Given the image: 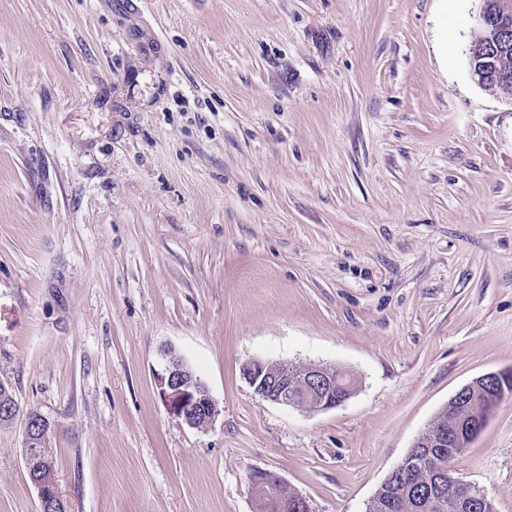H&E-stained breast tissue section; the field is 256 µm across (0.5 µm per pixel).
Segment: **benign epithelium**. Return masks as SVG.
<instances>
[{"mask_svg":"<svg viewBox=\"0 0 512 512\" xmlns=\"http://www.w3.org/2000/svg\"><path fill=\"white\" fill-rule=\"evenodd\" d=\"M486 2L480 0L476 14L481 40L471 42L468 47V56L476 65L474 75L480 82L485 79L481 64L486 52L500 43L504 27L512 19V0H496L492 13ZM492 87L499 96L512 100V70L499 69ZM160 356L162 369L155 376V386L169 413L191 428L209 426L218 410L205 383L174 349L165 348L160 351ZM336 371L338 368L330 365H293L262 359H252L242 366L243 378L261 400L311 411L331 409L350 398L348 394L339 398L331 394L336 385ZM24 429V464L37 491L39 512H66L53 473L39 466L38 449L35 448L36 437L44 438L49 434V422L37 413L28 412ZM249 483L253 512H262L266 501L275 497L278 488L286 485L280 477L266 471L253 472ZM448 485L457 491L454 500L458 505L485 495L484 490L461 482L451 472L448 473Z\"/></svg>","mask_w":512,"mask_h":512,"instance_id":"1","label":"benign epithelium"}]
</instances>
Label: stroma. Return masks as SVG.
Masks as SVG:
<instances>
[{
    "label": "stroma",
    "instance_id": "stroma-1",
    "mask_svg": "<svg viewBox=\"0 0 512 512\" xmlns=\"http://www.w3.org/2000/svg\"><path fill=\"white\" fill-rule=\"evenodd\" d=\"M478 0H0V512H251L268 470L366 512L454 393L512 371V101ZM170 347L219 414L154 382ZM352 396L262 401L247 360ZM512 512V398L455 461ZM160 356L155 386L169 413L191 428L209 426L218 410L205 383L174 349L164 348ZM336 371L343 372L330 365H293L262 359L249 360L242 366L243 378L261 400L311 411L335 408L350 398L342 386L353 389L351 378L346 375L336 382ZM334 385L335 395L331 394ZM339 395L343 396L336 400ZM25 448L24 464L29 479L37 491L39 512H66V506L62 500L58 486L49 468L38 467V448L35 447L36 437L45 439L50 432L49 422L34 412H28L24 418Z\"/></svg>",
    "mask_w": 512,
    "mask_h": 512
}]
</instances>
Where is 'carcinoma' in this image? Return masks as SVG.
<instances>
[{"label": "carcinoma", "instance_id": "carcinoma-1", "mask_svg": "<svg viewBox=\"0 0 512 512\" xmlns=\"http://www.w3.org/2000/svg\"><path fill=\"white\" fill-rule=\"evenodd\" d=\"M512 395V376L502 375L468 393L463 403L453 405L432 424L425 442L446 435L448 443L469 435V424ZM411 470L399 485L380 487L367 512H440L438 497L448 493L450 448H413ZM295 492L281 489L278 499L267 506L268 512H295Z\"/></svg>", "mask_w": 512, "mask_h": 512}]
</instances>
